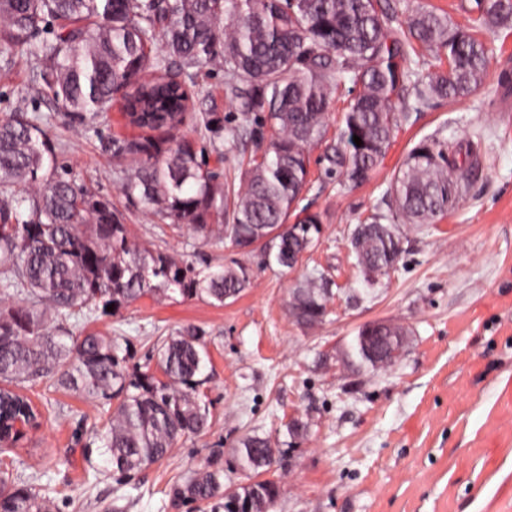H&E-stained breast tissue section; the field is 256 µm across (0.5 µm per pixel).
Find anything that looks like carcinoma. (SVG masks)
Segmentation results:
<instances>
[{"mask_svg":"<svg viewBox=\"0 0 512 512\" xmlns=\"http://www.w3.org/2000/svg\"><path fill=\"white\" fill-rule=\"evenodd\" d=\"M393 20L378 0H0V45H28L41 24L55 22L53 38L30 54L58 108L83 123L109 111L135 85L128 115L149 130L185 120V83L171 76V67L224 64V85L240 101V121L226 125L218 113L204 112L205 129L224 133L229 144L261 138L267 126L275 131L262 160L252 161L243 189L235 190L229 173L218 183L193 140L112 137L101 148L132 161L119 169L130 204L206 239L258 245L264 263L292 269L321 232L319 216L299 207L311 151L325 145L324 174L337 184L366 181L412 112L484 88L488 48L476 32L512 30V0H474L465 26L425 5L412 10L404 29L393 28ZM428 51L446 54L448 70L432 68ZM412 55L425 72L416 80L405 66ZM150 67L165 74L142 80ZM410 82L412 103L401 96ZM342 94L347 106L328 141L329 107ZM42 121L26 112L0 120V424L8 431L17 418L37 422L39 412L19 389L39 379L85 400L115 399L100 440L112 471L126 478L208 428L197 395L209 360L206 344L200 330L186 328L157 347L162 376L131 375L114 338L89 333L75 341L69 320L144 297H207L222 305L245 291L250 274L237 262L199 270L131 243L110 200L57 172ZM473 152L470 139L451 148L436 136L410 150L389 182V213L372 215L351 233V253L367 284L378 283L401 254L396 220L433 224L460 204ZM331 287L322 273L305 277L291 290L289 315L302 325L321 323ZM409 336L402 324L366 323L344 362L365 371L390 368ZM237 456L247 482L231 491L224 470L208 465L174 485L173 500L210 512H270L278 482L256 479L272 464L270 440L247 436ZM0 512H51V504L33 484L1 469Z\"/></svg>","mask_w":512,"mask_h":512,"instance_id":"1","label":"carcinoma"}]
</instances>
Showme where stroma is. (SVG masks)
I'll use <instances>...</instances> for the list:
<instances>
[{"label":"stroma","mask_w":512,"mask_h":512,"mask_svg":"<svg viewBox=\"0 0 512 512\" xmlns=\"http://www.w3.org/2000/svg\"><path fill=\"white\" fill-rule=\"evenodd\" d=\"M480 38L489 48L484 89L437 100L401 125L370 180L341 191L310 164L302 203L320 215L321 234L293 270L130 205L114 176L119 160L100 148L107 136H143L127 119L126 98L74 127L44 94L28 49H13L0 69V118L44 116L58 167L110 199L131 238L200 269L242 263L251 283L221 306L144 298L69 322L73 337L98 331L116 339L131 370L154 363L158 340L200 329L210 355L198 388L209 411L204 433L182 438L135 476L113 475L95 438L111 405L87 403L44 379L22 390L41 413L38 430L0 461L33 477L53 512H197L196 504L173 501L171 487L209 464L223 469L225 481L244 482L235 450L256 434L276 450L267 476L280 495L271 512H512V94L498 85L503 71L512 72V30ZM186 90L190 118L174 137L196 140L211 169L244 179L255 143L230 146L198 121L211 111L237 118L223 71L195 69ZM476 132L478 165L459 206L436 223L401 226L397 264L368 285L350 254L352 230L383 208L393 173L422 138L457 142ZM313 272L333 280V296L323 321L307 327L289 316L288 300ZM379 320L411 330L399 362L375 374L337 362L359 327ZM295 420L308 423L305 438L289 435Z\"/></svg>","instance_id":"stroma-1"}]
</instances>
